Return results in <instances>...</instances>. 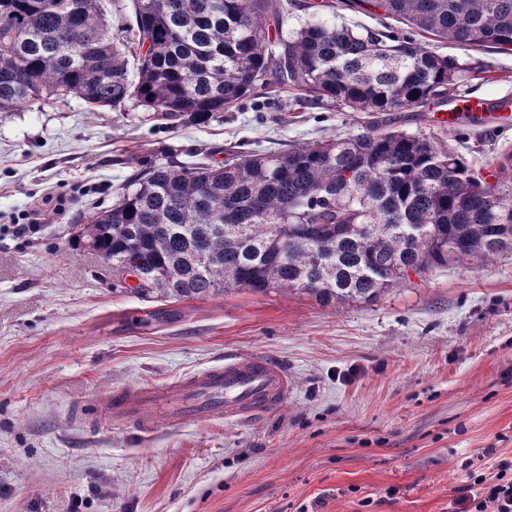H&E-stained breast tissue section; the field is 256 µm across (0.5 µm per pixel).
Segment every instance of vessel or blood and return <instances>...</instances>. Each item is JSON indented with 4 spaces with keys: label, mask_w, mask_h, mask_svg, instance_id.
Returning <instances> with one entry per match:
<instances>
[{
    "label": "vessel or blood",
    "mask_w": 512,
    "mask_h": 512,
    "mask_svg": "<svg viewBox=\"0 0 512 512\" xmlns=\"http://www.w3.org/2000/svg\"><path fill=\"white\" fill-rule=\"evenodd\" d=\"M494 118L487 103L470 98L450 102L443 125L483 126ZM293 389L291 376L279 360L254 354L230 359L223 368L194 375L175 386L154 391L120 392L110 401L116 415L141 421L143 408L165 410L175 420L222 417L245 420L277 409Z\"/></svg>",
    "instance_id": "1"
}]
</instances>
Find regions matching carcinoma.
Segmentation results:
<instances>
[{"mask_svg": "<svg viewBox=\"0 0 512 512\" xmlns=\"http://www.w3.org/2000/svg\"><path fill=\"white\" fill-rule=\"evenodd\" d=\"M386 15L460 47L512 50V0H380ZM283 0H133L138 77L98 0H0V112L74 97L128 99L205 123L259 89L291 85L365 112L367 131L221 165L154 164L77 236L144 301L285 289L321 306L371 300L410 273L512 254V152L494 181L397 113L444 103L464 70L411 39L309 19L288 41ZM156 308L140 322L177 320Z\"/></svg>", "mask_w": 512, "mask_h": 512, "instance_id": "1", "label": "carcinoma"}]
</instances>
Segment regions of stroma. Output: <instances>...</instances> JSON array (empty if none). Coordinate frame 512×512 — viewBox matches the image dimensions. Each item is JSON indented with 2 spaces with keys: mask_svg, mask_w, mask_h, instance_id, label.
<instances>
[{
  "mask_svg": "<svg viewBox=\"0 0 512 512\" xmlns=\"http://www.w3.org/2000/svg\"><path fill=\"white\" fill-rule=\"evenodd\" d=\"M317 16L456 59V97L512 100V51L459 47L356 0H292L283 30ZM297 95L258 92L204 125L133 99L0 112V512H471V474L512 464V255L434 267L335 307L230 290L146 328L150 303L74 243V225L150 165L364 131L366 113L301 107ZM400 127L485 173L512 150V117L451 130L428 109L403 113ZM40 201L36 234L5 233ZM250 354L278 358L294 380L287 402L256 419L159 412L144 430L108 413L117 391Z\"/></svg>",
  "mask_w": 512,
  "mask_h": 512,
  "instance_id": "35a3bbf8",
  "label": "stroma"
}]
</instances>
